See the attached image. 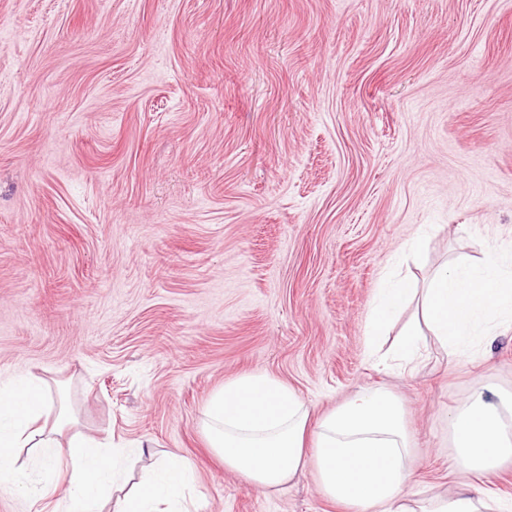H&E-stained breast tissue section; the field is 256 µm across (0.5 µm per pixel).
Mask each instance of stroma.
<instances>
[{
	"label": "stroma",
	"instance_id": "obj_1",
	"mask_svg": "<svg viewBox=\"0 0 512 512\" xmlns=\"http://www.w3.org/2000/svg\"><path fill=\"white\" fill-rule=\"evenodd\" d=\"M506 248L512 0H0V381L48 382L130 483L174 454L198 512H361L208 448L209 397L266 373L318 417L391 391L415 491L452 494L450 418L512 395V327L387 370L370 307ZM33 454L0 512H59Z\"/></svg>",
	"mask_w": 512,
	"mask_h": 512
}]
</instances>
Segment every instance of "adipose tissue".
<instances>
[{"label":"adipose tissue","instance_id":"ef3b65f1","mask_svg":"<svg viewBox=\"0 0 512 512\" xmlns=\"http://www.w3.org/2000/svg\"><path fill=\"white\" fill-rule=\"evenodd\" d=\"M52 397L42 380L28 375L0 386V492H15L21 478L17 449L31 446L51 465L66 463L71 480L63 512H102L106 493L120 476L119 451L94 438L60 441L49 420ZM309 405L278 379L245 374L207 401L202 429L225 469L257 492L287 484L314 467L322 492L363 512H495L487 490L470 476L512 458V398L472 397L451 418L458 471L467 478L451 498L413 501L415 462L396 397L365 390L318 422ZM194 469L172 455L117 503L115 512H185Z\"/></svg>","mask_w":512,"mask_h":512}]
</instances>
